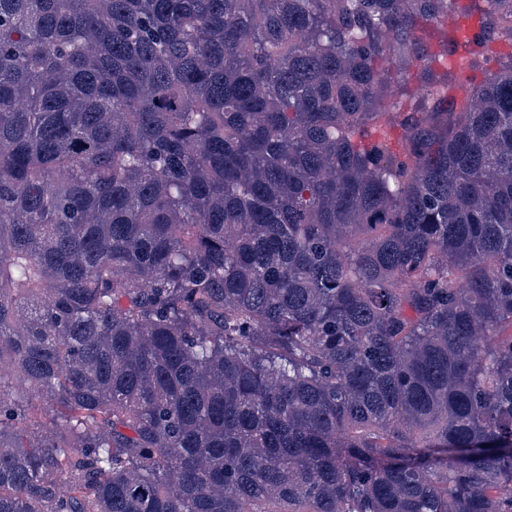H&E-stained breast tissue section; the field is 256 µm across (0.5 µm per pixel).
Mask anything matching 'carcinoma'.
Instances as JSON below:
<instances>
[{"instance_id": "cac0c4a2", "label": "carcinoma", "mask_w": 512, "mask_h": 512, "mask_svg": "<svg viewBox=\"0 0 512 512\" xmlns=\"http://www.w3.org/2000/svg\"><path fill=\"white\" fill-rule=\"evenodd\" d=\"M495 40L512 0H0V512H512Z\"/></svg>"}]
</instances>
